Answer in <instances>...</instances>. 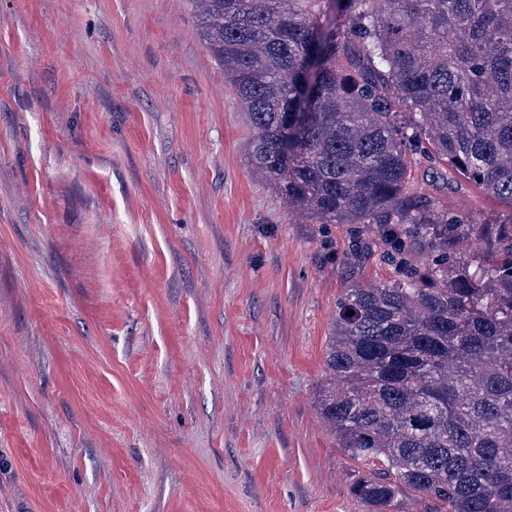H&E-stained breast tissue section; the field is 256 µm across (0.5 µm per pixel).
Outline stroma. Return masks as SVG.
I'll return each instance as SVG.
<instances>
[{
  "label": "stroma",
  "instance_id": "obj_1",
  "mask_svg": "<svg viewBox=\"0 0 512 512\" xmlns=\"http://www.w3.org/2000/svg\"><path fill=\"white\" fill-rule=\"evenodd\" d=\"M254 136L188 0H0V512H364L317 392L338 299L393 273Z\"/></svg>",
  "mask_w": 512,
  "mask_h": 512
}]
</instances>
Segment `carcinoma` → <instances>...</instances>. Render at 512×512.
Listing matches in <instances>:
<instances>
[{
  "instance_id": "cac0c4a2",
  "label": "carcinoma",
  "mask_w": 512,
  "mask_h": 512,
  "mask_svg": "<svg viewBox=\"0 0 512 512\" xmlns=\"http://www.w3.org/2000/svg\"><path fill=\"white\" fill-rule=\"evenodd\" d=\"M188 2L288 208L398 225L400 278L346 289L326 344L318 409L352 494L512 512V224L411 192L423 164L512 207V0Z\"/></svg>"
}]
</instances>
